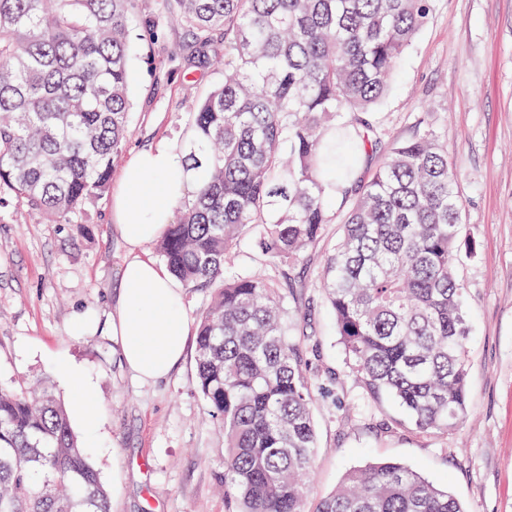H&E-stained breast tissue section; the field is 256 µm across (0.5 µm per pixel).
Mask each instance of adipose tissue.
Here are the masks:
<instances>
[{"label":"adipose tissue","instance_id":"adipose-tissue-1","mask_svg":"<svg viewBox=\"0 0 512 512\" xmlns=\"http://www.w3.org/2000/svg\"><path fill=\"white\" fill-rule=\"evenodd\" d=\"M188 185L184 153L155 146L138 153L123 170L113 197L112 216L130 248L112 308V334L121 359L139 380L165 378L181 359L190 325L182 306V287L159 264L140 254L161 238ZM68 385L79 419L95 433L101 410L90 380L77 367L58 368Z\"/></svg>","mask_w":512,"mask_h":512}]
</instances>
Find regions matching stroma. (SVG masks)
<instances>
[{
    "label": "stroma",
    "mask_w": 512,
    "mask_h": 512,
    "mask_svg": "<svg viewBox=\"0 0 512 512\" xmlns=\"http://www.w3.org/2000/svg\"><path fill=\"white\" fill-rule=\"evenodd\" d=\"M140 7L157 28L138 30L132 55L129 158L181 143L189 105L223 79L166 24L162 0ZM375 120L381 142L363 172L430 129L456 175L464 234L476 245L458 265L471 325L470 417L448 435L413 432L393 404L368 401L349 373L321 288L341 235L344 210L334 206L323 240L292 263L296 288L286 301L325 388L314 402L319 448L307 506L346 471L394 460L447 488L466 512H512V0H432ZM128 254L111 193L88 199L68 224L16 200L0 206V384L46 380L66 403L56 363L89 377L102 414L88 449L112 512H237L219 490L224 429L195 387L194 344L155 383L133 378L120 359L111 302ZM79 309L98 316L94 333L70 335Z\"/></svg>",
    "instance_id": "1"
}]
</instances>
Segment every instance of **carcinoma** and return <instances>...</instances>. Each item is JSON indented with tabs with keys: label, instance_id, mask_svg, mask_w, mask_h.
I'll use <instances>...</instances> for the list:
<instances>
[{
	"label": "carcinoma",
	"instance_id": "1",
	"mask_svg": "<svg viewBox=\"0 0 512 512\" xmlns=\"http://www.w3.org/2000/svg\"><path fill=\"white\" fill-rule=\"evenodd\" d=\"M223 81L189 112L193 173L157 250L190 288H219L196 336V389L224 425V491L239 512H307L316 381L288 323L291 278L224 260L242 239L291 262L348 204L322 288L347 367L419 433L469 413L463 206L427 132L379 145L375 107L428 23L431 0H163ZM139 0H0V203L72 220L109 186L131 136L130 30ZM0 512H112L108 490L46 381L0 385ZM315 512H466L394 461L345 473Z\"/></svg>",
	"mask_w": 512,
	"mask_h": 512
}]
</instances>
